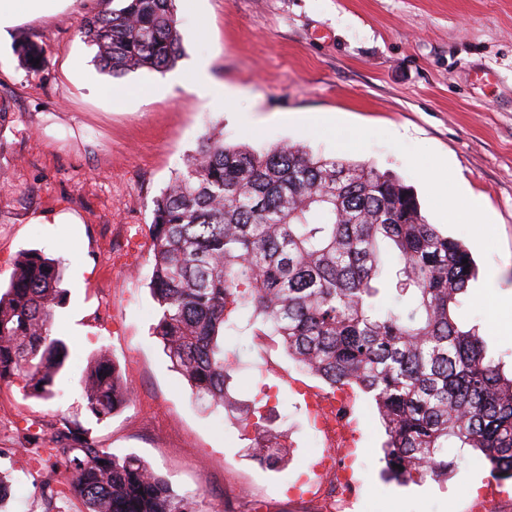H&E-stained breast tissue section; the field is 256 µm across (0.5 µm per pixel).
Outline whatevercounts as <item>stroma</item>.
<instances>
[{"instance_id": "35a3bbf8", "label": "stroma", "mask_w": 512, "mask_h": 512, "mask_svg": "<svg viewBox=\"0 0 512 512\" xmlns=\"http://www.w3.org/2000/svg\"><path fill=\"white\" fill-rule=\"evenodd\" d=\"M103 0H75L66 13L18 27L0 51V286L21 252L62 259L65 300L54 332L69 357L51 399L22 381L0 385V474L9 512H83L51 492L65 468L36 467L27 450L63 422L100 447L136 453L204 512H311L287 484L319 453L292 384L324 383L290 359L273 336L230 339L239 366L232 395L275 388L270 420L285 434L283 466H260L239 422L192 395L153 328L148 283L153 202L212 130L229 143L268 148L288 141L314 154L365 162L411 185L422 215L461 239L478 267L461 311L490 351L512 363V0H177L183 83L164 95L162 73L113 79L104 103L67 77L70 58L100 74L79 33ZM40 50L29 65L25 44ZM205 60L210 96L193 90ZM464 191L480 217L450 209ZM71 216L68 224L59 223ZM119 368L131 402L105 420L86 408L83 379L100 352ZM361 438L350 512H473L489 467L480 452L449 449L447 477L385 479V430L370 399L352 390Z\"/></svg>"}]
</instances>
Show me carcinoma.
Masks as SVG:
<instances>
[{"mask_svg": "<svg viewBox=\"0 0 512 512\" xmlns=\"http://www.w3.org/2000/svg\"><path fill=\"white\" fill-rule=\"evenodd\" d=\"M117 3L85 21L101 68L120 78L165 72L182 55L174 0ZM154 335L191 393L258 417L253 447L276 468L287 450L257 404L236 406L237 359L224 337L254 323L333 389L374 402L387 440L385 471L408 483L445 477L448 449L473 448L498 480H512V372L475 327L458 320L478 270L464 243L428 223L412 187L388 172L284 143L270 149L205 134L154 200ZM468 263H462V260ZM63 267L19 256L0 293V384L25 381L48 398L68 357L52 333ZM87 409L104 420L131 401L115 362L84 378ZM40 465L62 460L72 478L57 494L85 512H202L141 457L117 456L64 423Z\"/></svg>", "mask_w": 512, "mask_h": 512, "instance_id": "cac0c4a2", "label": "carcinoma"}]
</instances>
